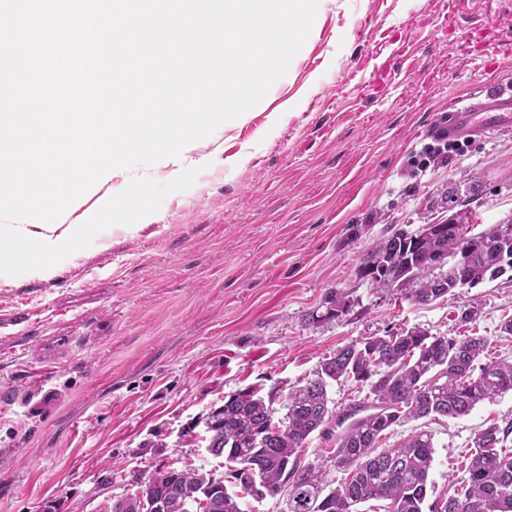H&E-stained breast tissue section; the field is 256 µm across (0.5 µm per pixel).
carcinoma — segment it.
<instances>
[{
  "mask_svg": "<svg viewBox=\"0 0 512 512\" xmlns=\"http://www.w3.org/2000/svg\"><path fill=\"white\" fill-rule=\"evenodd\" d=\"M458 223L430 234L420 229L403 240L396 232L359 258L358 274L376 288L409 271L399 289L414 304L428 305L469 279L476 287L509 275L512 280V224H493L469 234L463 213ZM461 254L463 272L434 273L432 253ZM325 310L308 315L311 323L333 320L351 308L349 297L332 290ZM486 336H432L406 330L351 342L326 358L317 375L282 395L273 388L260 395L251 387L224 398L206 423L212 454L224 458L220 478L198 468H158L134 494L126 509L147 512L148 495L168 502L167 512H243L247 498L286 496L288 512H356V506L385 501L384 512H512V420L493 424L472 441L466 477L458 487L428 499L434 461L432 434L420 431L395 448H379L382 435L410 419L457 418L475 406L512 392V361H481ZM340 379L367 384L372 400L340 409L328 395ZM286 409L274 421L276 404ZM317 433L334 442V466L347 473L335 483L320 465H303L299 449Z\"/></svg>",
  "mask_w": 512,
  "mask_h": 512,
  "instance_id": "obj_1",
  "label": "carcinoma"
}]
</instances>
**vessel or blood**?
I'll list each match as a JSON object with an SVG mask.
<instances>
[{
	"mask_svg": "<svg viewBox=\"0 0 512 512\" xmlns=\"http://www.w3.org/2000/svg\"><path fill=\"white\" fill-rule=\"evenodd\" d=\"M512 123V92L487 91L476 103H459L441 119L449 139L458 140L484 134L496 126Z\"/></svg>",
	"mask_w": 512,
	"mask_h": 512,
	"instance_id": "1",
	"label": "vessel or blood"
}]
</instances>
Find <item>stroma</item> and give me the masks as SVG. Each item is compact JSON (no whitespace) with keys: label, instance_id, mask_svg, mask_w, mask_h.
Instances as JSON below:
<instances>
[{"label":"stroma","instance_id":"35a3bbf8","mask_svg":"<svg viewBox=\"0 0 512 512\" xmlns=\"http://www.w3.org/2000/svg\"><path fill=\"white\" fill-rule=\"evenodd\" d=\"M512 87V0H319L287 73L245 122L228 121L193 186L142 225L117 224L55 275L0 274V512H108L159 467L223 475L204 420L249 386L314 378L351 342L414 327L488 337L512 360V281L427 305L372 287L360 256L393 233L468 216L512 224V127L465 141L416 174L411 160L449 100ZM333 289L352 308L309 323ZM476 307L472 326L461 312ZM69 337L60 353L45 339ZM57 400L41 415L39 385ZM512 419V393L468 415L409 420L381 445L432 433L430 497L463 478L472 440Z\"/></svg>","mask_w":512,"mask_h":512}]
</instances>
